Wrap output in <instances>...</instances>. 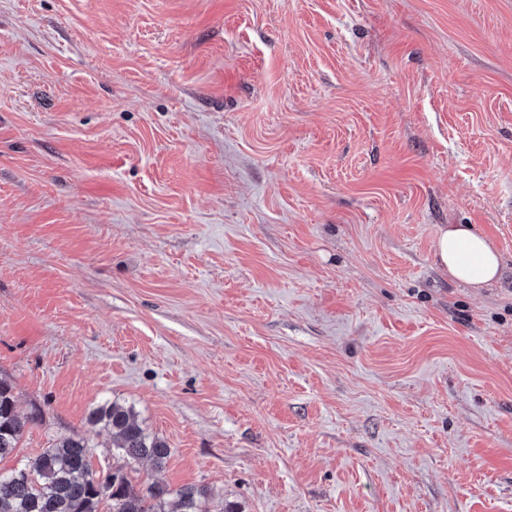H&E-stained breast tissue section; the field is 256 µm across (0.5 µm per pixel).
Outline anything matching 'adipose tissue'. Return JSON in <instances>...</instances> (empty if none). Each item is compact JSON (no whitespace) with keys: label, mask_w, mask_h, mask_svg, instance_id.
I'll return each mask as SVG.
<instances>
[{"label":"adipose tissue","mask_w":512,"mask_h":512,"mask_svg":"<svg viewBox=\"0 0 512 512\" xmlns=\"http://www.w3.org/2000/svg\"><path fill=\"white\" fill-rule=\"evenodd\" d=\"M436 259L453 281L473 288L488 287L501 277V262L493 244L469 224H448L440 229Z\"/></svg>","instance_id":"1"}]
</instances>
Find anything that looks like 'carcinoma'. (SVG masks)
Here are the masks:
<instances>
[{"label": "carcinoma", "mask_w": 512, "mask_h": 512, "mask_svg": "<svg viewBox=\"0 0 512 512\" xmlns=\"http://www.w3.org/2000/svg\"><path fill=\"white\" fill-rule=\"evenodd\" d=\"M40 420L38 411L20 414L14 387L0 377V459L11 455L26 429ZM87 423L112 436V474L92 470L95 445L87 436H63L36 458L0 471V512H101L104 503L109 512H207L205 487L173 490L152 483L143 489L133 482L142 461L165 468L170 448L137 422L132 408L106 400L90 410Z\"/></svg>", "instance_id": "obj_1"}]
</instances>
